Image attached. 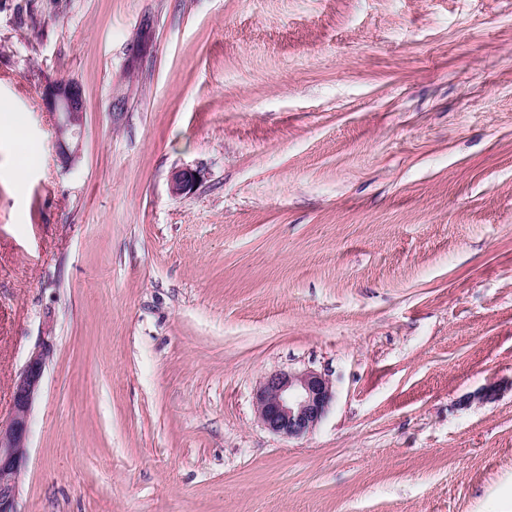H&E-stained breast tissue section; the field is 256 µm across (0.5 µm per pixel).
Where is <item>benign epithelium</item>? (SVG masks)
<instances>
[{
	"mask_svg": "<svg viewBox=\"0 0 512 512\" xmlns=\"http://www.w3.org/2000/svg\"><path fill=\"white\" fill-rule=\"evenodd\" d=\"M43 100L56 116L60 130L68 131V135L58 137L55 149L62 168L69 170L80 158L83 94L78 83L60 80L45 86ZM196 181L193 170H177L170 181L171 193H187ZM53 329V321H46L43 336L12 379V415L7 422H0V512H19L20 477L27 460L31 416L53 354ZM332 399V382L313 369L272 372L263 378L255 393L261 424L286 438L311 433L324 418Z\"/></svg>",
	"mask_w": 512,
	"mask_h": 512,
	"instance_id": "obj_1",
	"label": "benign epithelium"
}]
</instances>
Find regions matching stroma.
I'll return each instance as SVG.
<instances>
[{"mask_svg":"<svg viewBox=\"0 0 512 512\" xmlns=\"http://www.w3.org/2000/svg\"><path fill=\"white\" fill-rule=\"evenodd\" d=\"M0 109V421L54 323L21 512H512V0H0ZM43 100L50 112L56 116V123L63 132L55 149L58 161L63 169L70 170L80 158L79 139L84 119V100L78 83L72 80H60L49 83L43 90ZM333 397L326 374L313 369L275 371L256 389L258 419L273 434L301 438L321 422Z\"/></svg>","mask_w":512,"mask_h":512,"instance_id":"35a3bbf8","label":"stroma"}]
</instances>
